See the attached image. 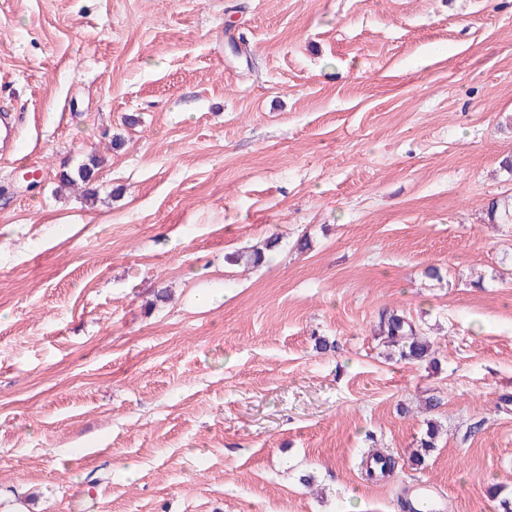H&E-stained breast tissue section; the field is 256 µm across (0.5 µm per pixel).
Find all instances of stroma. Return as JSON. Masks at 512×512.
<instances>
[{
  "label": "stroma",
  "instance_id": "1",
  "mask_svg": "<svg viewBox=\"0 0 512 512\" xmlns=\"http://www.w3.org/2000/svg\"><path fill=\"white\" fill-rule=\"evenodd\" d=\"M3 110L0 512H502L512 0H0ZM100 161L96 156L91 155L88 160L72 171L63 172L61 176V183L70 185L80 182L87 185L93 178L94 171L99 168ZM379 318L380 335L385 336L387 343L396 349L400 360L417 363L429 357L427 338L404 313L386 309L382 310Z\"/></svg>",
  "mask_w": 512,
  "mask_h": 512
}]
</instances>
